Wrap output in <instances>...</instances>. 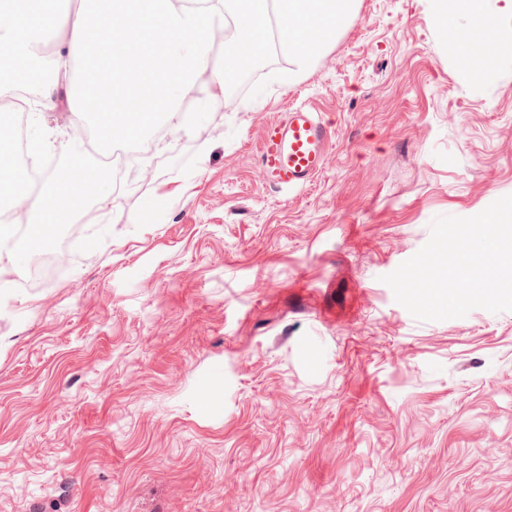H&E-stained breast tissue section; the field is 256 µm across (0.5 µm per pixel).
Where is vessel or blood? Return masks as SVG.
<instances>
[{"label":"vessel or blood","instance_id":"vessel-or-blood-1","mask_svg":"<svg viewBox=\"0 0 512 512\" xmlns=\"http://www.w3.org/2000/svg\"><path fill=\"white\" fill-rule=\"evenodd\" d=\"M330 146V130L317 112L289 108L264 129L260 173L270 185L305 188L323 171Z\"/></svg>","mask_w":512,"mask_h":512}]
</instances>
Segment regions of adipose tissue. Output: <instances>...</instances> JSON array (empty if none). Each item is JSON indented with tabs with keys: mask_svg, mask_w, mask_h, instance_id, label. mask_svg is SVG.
I'll return each instance as SVG.
<instances>
[{
	"mask_svg": "<svg viewBox=\"0 0 512 512\" xmlns=\"http://www.w3.org/2000/svg\"><path fill=\"white\" fill-rule=\"evenodd\" d=\"M103 0H80L74 16L61 24V43L50 64L65 70L70 62H79L84 74L99 71L101 60L80 56V49L93 40L99 30L111 29L114 38H124L112 29L115 12L135 18L137 0H112L103 8ZM202 8L190 0H159L165 33L158 44L159 56L154 68L143 71L151 96L161 105V119L175 129L188 123L176 106L177 99L195 96L200 108L216 101L215 90L223 86L222 75L211 66L212 47L224 28L228 3H235L241 31L249 40L264 37L262 20L269 8H276L279 43L291 68L289 78L307 71L312 61L332 44L337 33L351 18L355 0H205ZM437 27L451 47L460 49L464 72H494L498 63L512 59V0H433ZM497 48L489 57V48Z\"/></svg>",
	"mask_w": 512,
	"mask_h": 512,
	"instance_id": "1",
	"label": "adipose tissue"
}]
</instances>
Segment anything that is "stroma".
<instances>
[{
    "label": "stroma",
    "mask_w": 512,
    "mask_h": 512,
    "mask_svg": "<svg viewBox=\"0 0 512 512\" xmlns=\"http://www.w3.org/2000/svg\"><path fill=\"white\" fill-rule=\"evenodd\" d=\"M288 69L147 135L62 268L0 286V512H512V311L420 321L382 281L512 195V60L464 77L429 0H356ZM49 83L35 141L75 122ZM301 105L331 150L280 191L263 130Z\"/></svg>",
    "instance_id": "35a3bbf8"
}]
</instances>
